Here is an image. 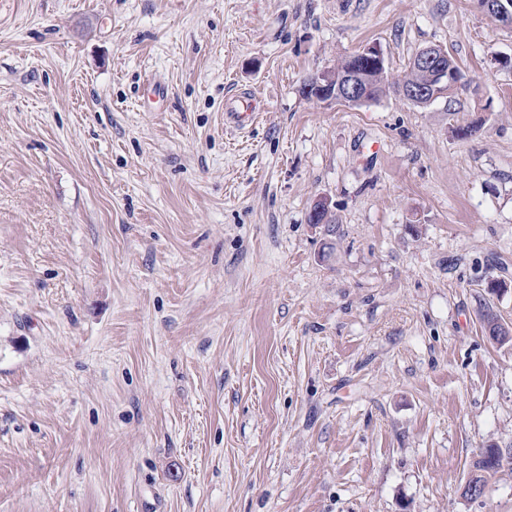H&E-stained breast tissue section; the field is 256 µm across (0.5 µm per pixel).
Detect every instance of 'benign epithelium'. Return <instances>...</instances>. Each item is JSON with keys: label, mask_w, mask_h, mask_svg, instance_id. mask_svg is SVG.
Segmentation results:
<instances>
[{"label": "benign epithelium", "mask_w": 512, "mask_h": 512, "mask_svg": "<svg viewBox=\"0 0 512 512\" xmlns=\"http://www.w3.org/2000/svg\"><path fill=\"white\" fill-rule=\"evenodd\" d=\"M416 59L429 76V82L419 87H409L402 91V98L412 105L431 102L441 97L454 94L461 84L460 75L438 64L444 52L436 47L423 48L416 52ZM348 72L342 77L330 71H323L313 79L316 95L313 99L320 102H334L347 105H358L368 101L372 88L373 77L363 70L370 63L375 68L383 66L380 50L369 45L349 58Z\"/></svg>", "instance_id": "1"}]
</instances>
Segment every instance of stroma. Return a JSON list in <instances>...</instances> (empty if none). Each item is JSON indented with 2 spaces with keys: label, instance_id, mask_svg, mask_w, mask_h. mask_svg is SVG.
<instances>
[{
  "label": "stroma",
  "instance_id": "1",
  "mask_svg": "<svg viewBox=\"0 0 512 512\" xmlns=\"http://www.w3.org/2000/svg\"><path fill=\"white\" fill-rule=\"evenodd\" d=\"M373 44L462 86L302 95ZM506 57L478 0H0V512H512L461 496L512 448ZM448 53V51H447ZM446 56L436 47L423 48L416 52L415 56L419 64L429 76V82L419 87L403 89L402 98L410 104L417 105L423 102H431L441 97L453 95L461 84L462 74L460 68L449 55L458 75L453 70L439 66L437 60ZM227 110L224 113V117L228 122H232L238 127L243 126L244 118H255L257 113L252 112L259 108L258 103L255 100H245L241 95L233 93L228 95L226 99ZM247 111V112H244ZM482 324L485 334L490 336L493 341L499 344H505L512 340L511 329L508 331L503 329L504 324L501 323L498 315L494 313L490 307H487L483 311ZM485 452L494 455V462L487 463L483 456ZM509 471L512 473V448H499L498 445H490L487 448H480L475 460L471 465L470 475H476V482L485 489L491 479L497 474Z\"/></svg>",
  "mask_w": 512,
  "mask_h": 512
}]
</instances>
